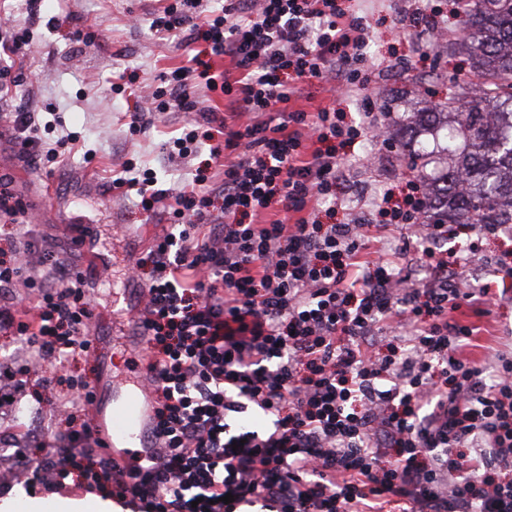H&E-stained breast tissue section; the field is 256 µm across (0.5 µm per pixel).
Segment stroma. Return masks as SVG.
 <instances>
[{
	"label": "stroma",
	"mask_w": 512,
	"mask_h": 512,
	"mask_svg": "<svg viewBox=\"0 0 512 512\" xmlns=\"http://www.w3.org/2000/svg\"><path fill=\"white\" fill-rule=\"evenodd\" d=\"M359 11L371 31L370 57L380 68L368 98H345L338 107L344 122L358 117L362 107L379 112L388 127H396L401 114L423 106L430 94L444 96L450 83L473 81L471 62L456 42L459 35L447 30L433 40L434 20L445 0H430L425 14L413 11L414 0H344ZM163 0H12L10 7L20 23L30 29L25 48L26 75L11 98L0 100V113L13 111L19 100L37 107L49 125V139L73 134L79 147L67 164L44 169L20 153L10 125L0 126V176L7 177L16 198L29 210L33 222L27 236L45 251L69 247L82 224L94 225L99 239L94 252L104 254L112 285L90 286L95 311L92 351L41 366L27 380L28 394L20 406L32 421L57 435L58 413L71 401V383L81 382L94 391L100 413L112 407L114 383L144 375L142 357L131 335L128 310L134 309L140 285L127 281V271L142 258L161 225L147 220L136 197L110 190L112 173L132 158L153 168L159 180L170 185L191 179L201 157L169 160L162 150L166 126L189 120L175 112L169 125L153 123L130 133L127 104L113 94V78L133 79L141 93H148L157 75L183 65L188 50L163 39L151 28V20ZM368 144L341 148L344 179L340 187L349 204L336 218L349 222L354 206L370 199L376 189L402 186L406 170L402 161L378 148L377 163H370ZM443 247L449 263L469 284L491 281L492 270L505 250H512V235L478 236L459 224ZM484 317L461 314L465 323L479 329L478 360L494 359L512 343V298L492 300ZM92 502L93 494L77 487L63 493L31 490L24 485L0 487V503L10 506L36 499L45 512H54L60 497Z\"/></svg>",
	"instance_id": "1"
}]
</instances>
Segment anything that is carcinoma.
I'll return each instance as SVG.
<instances>
[{
    "label": "carcinoma",
    "mask_w": 512,
    "mask_h": 512,
    "mask_svg": "<svg viewBox=\"0 0 512 512\" xmlns=\"http://www.w3.org/2000/svg\"><path fill=\"white\" fill-rule=\"evenodd\" d=\"M459 33L480 67V85L448 89L431 111L409 112L391 137L421 183L431 179L423 134L445 131L448 171L430 224H512V0H456Z\"/></svg>",
    "instance_id": "carcinoma-1"
}]
</instances>
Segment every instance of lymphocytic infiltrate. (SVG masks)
<instances>
[{
	"label": "lymphocytic infiltrate",
	"instance_id": "obj_1",
	"mask_svg": "<svg viewBox=\"0 0 512 512\" xmlns=\"http://www.w3.org/2000/svg\"><path fill=\"white\" fill-rule=\"evenodd\" d=\"M151 26L187 45L204 41L235 69L214 73L193 55L156 77L153 111L194 115L165 141L168 158L204 148L200 124L214 111L199 103L208 94H223L236 123L209 149L221 176L163 188L131 159L112 176L114 190L138 196L167 226L147 252L137 306L153 454L121 466L97 456L106 442L95 427L71 424L64 453L42 441L51 465L24 463L18 482L66 488L73 461L86 457L80 488L110 481L131 512H512V361L473 358L477 328L457 317L485 315L491 284L457 281L436 249L447 227L426 223L413 181L402 200L389 187L375 195L367 223L321 220L345 204L337 145L375 135L377 118L367 111L343 124L335 103L312 112L295 103L309 79L368 91L355 70L368 54L363 17L339 0H224L218 12L204 0H168ZM28 39L0 12V99L22 76ZM6 118L38 164L71 154L75 137L43 140L30 104ZM391 227L417 230L423 287L376 247ZM86 280L64 252L30 245L1 258L0 299L21 285L39 300L33 314L0 306V332L42 363L89 353ZM251 405L274 416L272 429L231 433L229 417Z\"/></svg>",
	"mask_w": 512,
	"mask_h": 512
}]
</instances>
